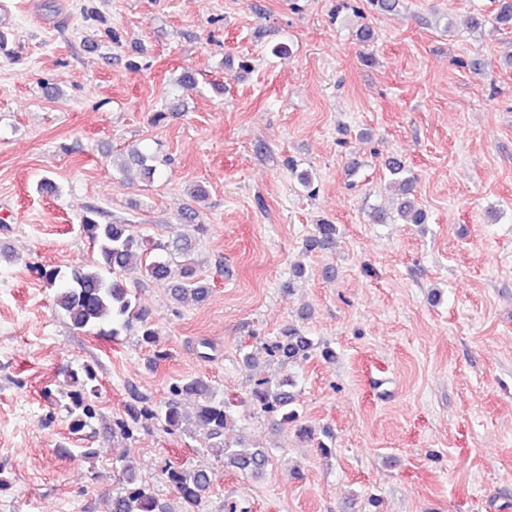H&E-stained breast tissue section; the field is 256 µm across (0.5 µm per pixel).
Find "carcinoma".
<instances>
[{"instance_id":"carcinoma-1","label":"carcinoma","mask_w":512,"mask_h":512,"mask_svg":"<svg viewBox=\"0 0 512 512\" xmlns=\"http://www.w3.org/2000/svg\"><path fill=\"white\" fill-rule=\"evenodd\" d=\"M495 20L500 26L512 27V0H497ZM151 161L141 150L131 148L112 157V166L121 173L135 168L151 180L157 170ZM387 169L399 196L400 216L409 224L425 223V214L415 200L411 171L397 158L388 161ZM103 218L101 208L89 206L80 222L81 231L97 246L96 265L73 269L68 274L57 267L41 266L37 268L39 279L45 287L55 289V309L74 328L113 339L123 331H132L141 345L153 347L159 341V331L137 301V275L172 283L171 294L178 307L189 301L196 304L205 301L211 289L194 261L195 242L181 234L165 242L155 241L136 233L131 224L117 220L105 222ZM336 233V225L318 224L310 246H328L334 242ZM316 349L317 344L303 328L290 324L273 341L262 342L260 348L245 352L242 363L252 369L265 359L283 369L308 362ZM64 375L67 387L59 390L54 406L65 414L72 433L94 431L97 411L90 400L97 393L94 367L82 364L67 368ZM294 386L288 375H266L254 383L247 400L269 420L271 430L280 432L291 427L296 437L313 442L323 454L330 452L321 439L323 435L330 436V432L325 429L320 435L302 420L292 391ZM237 404L236 398L217 397L208 380L201 376L176 379L170 383L163 404L126 405L124 414L114 421L113 432L124 440H132L140 424L154 420L186 438L201 433L208 440V447L217 448L223 454L225 468L257 477L269 465L270 449L236 448L224 442V433L234 421ZM118 473L121 488L112 495L110 512H200L211 485L208 467L169 463L161 473L172 496L162 498L143 482L133 461L122 460Z\"/></svg>"}]
</instances>
